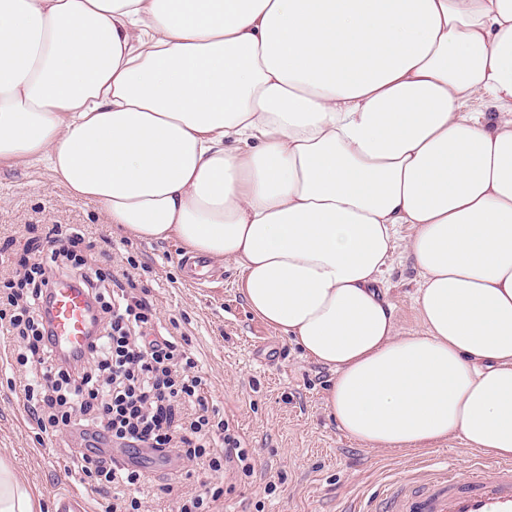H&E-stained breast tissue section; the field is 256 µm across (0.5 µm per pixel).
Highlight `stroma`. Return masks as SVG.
I'll use <instances>...</instances> for the list:
<instances>
[{"mask_svg":"<svg viewBox=\"0 0 512 512\" xmlns=\"http://www.w3.org/2000/svg\"><path fill=\"white\" fill-rule=\"evenodd\" d=\"M81 230L101 268L128 252L136 282L149 288L156 331L177 329L198 363L212 410L227 421L252 452L255 472L246 481L226 474L219 512H349L391 481H404L443 464L465 468L477 460L458 440L424 453L368 449L339 429L326 405L330 372L303 357L299 348L249 309L233 266L210 263L212 287L185 281L191 265L181 243L146 242L107 224L98 206L72 198L44 165L0 164V236L13 240L12 259L40 244L48 227ZM409 225L396 228L398 247L382 288L399 327L420 330L413 297L418 273L404 250ZM19 378L9 359L0 360V456L12 459L41 494L40 512H54L53 495L72 479L64 459L79 447L77 433L46 437L12 387ZM152 486L187 491L203 481L186 475L179 459L147 454L142 463Z\"/></svg>","mask_w":512,"mask_h":512,"instance_id":"35a3bbf8","label":"stroma"}]
</instances>
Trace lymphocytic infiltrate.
<instances>
[{"label": "lymphocytic infiltrate", "instance_id": "1", "mask_svg": "<svg viewBox=\"0 0 512 512\" xmlns=\"http://www.w3.org/2000/svg\"><path fill=\"white\" fill-rule=\"evenodd\" d=\"M81 237L76 228L53 225L26 291L10 294V312H0V337L13 343L14 362L25 369V406L41 430L78 431L85 447L70 456L74 472L91 492L111 491V512H140L150 490L142 471L107 455L112 444L201 466L210 479L175 495L176 512H214L227 467L252 475L249 452L227 422L211 415L196 360L175 337L155 334L151 303L123 285L130 272L109 281L86 274L87 259L76 252ZM73 270L81 271L96 311L94 338L78 355L53 345L43 314L49 285Z\"/></svg>", "mask_w": 512, "mask_h": 512}]
</instances>
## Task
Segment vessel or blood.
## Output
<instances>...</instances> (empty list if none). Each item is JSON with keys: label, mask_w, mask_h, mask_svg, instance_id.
I'll list each match as a JSON object with an SVG mask.
<instances>
[{"label": "vessel or blood", "mask_w": 512, "mask_h": 512, "mask_svg": "<svg viewBox=\"0 0 512 512\" xmlns=\"http://www.w3.org/2000/svg\"><path fill=\"white\" fill-rule=\"evenodd\" d=\"M44 315L58 349L80 352L93 332L90 297L73 280H58L47 292ZM55 512H89L85 498L75 489L57 492ZM358 512H512V464H498L487 472L481 464L465 476L452 469L388 486L368 498Z\"/></svg>", "instance_id": "b4317fda"}]
</instances>
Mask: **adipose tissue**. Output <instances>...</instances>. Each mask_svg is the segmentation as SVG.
<instances>
[{"label": "adipose tissue", "instance_id": "1", "mask_svg": "<svg viewBox=\"0 0 512 512\" xmlns=\"http://www.w3.org/2000/svg\"><path fill=\"white\" fill-rule=\"evenodd\" d=\"M1 163L234 265L363 446L512 458V0H0ZM396 231L398 248L393 255L392 269L381 288L393 306L399 327L405 331H420L421 324L413 301L418 273L404 250L411 230L409 225L400 224L397 225Z\"/></svg>", "mask_w": 512, "mask_h": 512}]
</instances>
